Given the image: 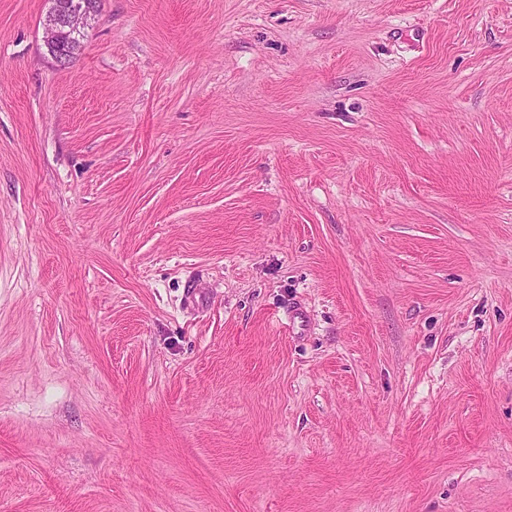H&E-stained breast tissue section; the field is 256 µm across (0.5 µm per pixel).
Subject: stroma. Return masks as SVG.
Listing matches in <instances>:
<instances>
[{
	"mask_svg": "<svg viewBox=\"0 0 512 512\" xmlns=\"http://www.w3.org/2000/svg\"><path fill=\"white\" fill-rule=\"evenodd\" d=\"M0 0V512H512V0ZM52 8L44 20V45L55 63L66 68L76 55L78 45L73 41L62 44V36L68 32L77 36L89 22L95 18L96 9L83 1L82 7L73 5L69 0H52Z\"/></svg>",
	"mask_w": 512,
	"mask_h": 512,
	"instance_id": "obj_1",
	"label": "stroma"
}]
</instances>
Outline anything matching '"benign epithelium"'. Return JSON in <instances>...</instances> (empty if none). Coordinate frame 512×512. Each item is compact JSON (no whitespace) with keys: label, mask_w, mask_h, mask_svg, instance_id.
Wrapping results in <instances>:
<instances>
[{"label":"benign epithelium","mask_w":512,"mask_h":512,"mask_svg":"<svg viewBox=\"0 0 512 512\" xmlns=\"http://www.w3.org/2000/svg\"><path fill=\"white\" fill-rule=\"evenodd\" d=\"M95 15L96 9L87 0L80 7L73 5L70 0H52V8L44 20V45L59 67H67L78 51V45L74 42L62 44V36L67 32L78 35L89 26Z\"/></svg>","instance_id":"obj_1"}]
</instances>
